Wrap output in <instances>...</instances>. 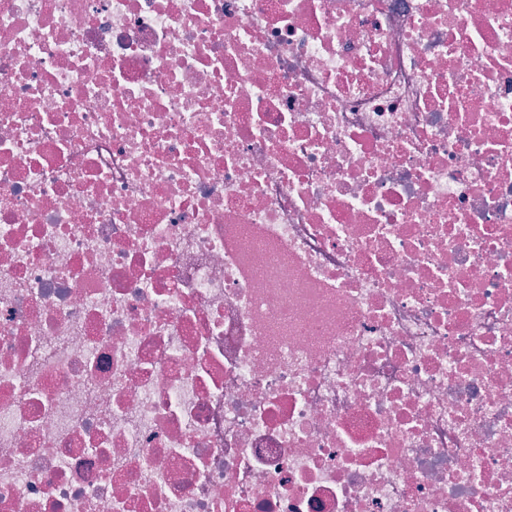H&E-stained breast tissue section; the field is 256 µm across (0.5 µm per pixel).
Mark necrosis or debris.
<instances>
[{
	"label": "necrosis or debris",
	"instance_id": "1",
	"mask_svg": "<svg viewBox=\"0 0 512 512\" xmlns=\"http://www.w3.org/2000/svg\"><path fill=\"white\" fill-rule=\"evenodd\" d=\"M0 512H512V0H0Z\"/></svg>",
	"mask_w": 512,
	"mask_h": 512
}]
</instances>
